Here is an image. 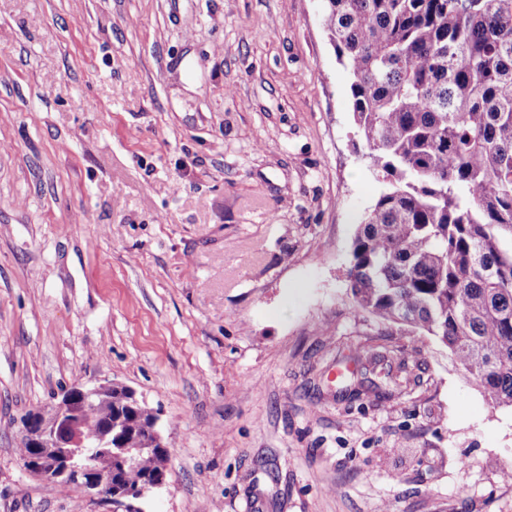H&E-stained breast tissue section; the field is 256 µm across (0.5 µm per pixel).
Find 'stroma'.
<instances>
[{
	"mask_svg": "<svg viewBox=\"0 0 512 512\" xmlns=\"http://www.w3.org/2000/svg\"><path fill=\"white\" fill-rule=\"evenodd\" d=\"M327 13L0 0V512H112L18 456L28 412L105 381L172 451L140 512H512V410L353 301L385 184ZM395 353L420 382L378 395Z\"/></svg>",
	"mask_w": 512,
	"mask_h": 512,
	"instance_id": "stroma-1",
	"label": "stroma"
}]
</instances>
